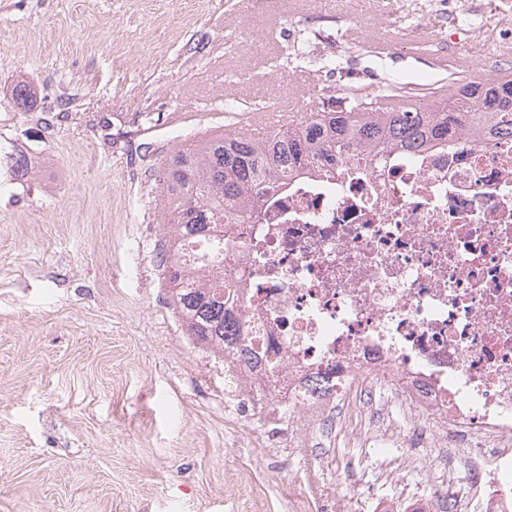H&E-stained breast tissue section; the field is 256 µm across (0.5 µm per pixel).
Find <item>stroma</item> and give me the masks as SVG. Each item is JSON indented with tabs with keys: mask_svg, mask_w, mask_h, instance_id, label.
<instances>
[{
	"mask_svg": "<svg viewBox=\"0 0 512 512\" xmlns=\"http://www.w3.org/2000/svg\"><path fill=\"white\" fill-rule=\"evenodd\" d=\"M438 2L0 0V512H371L430 486L424 469L382 477L376 449L340 437L313 468L278 426L237 416L222 359L185 336L132 245L156 221L171 139L223 126L226 105L287 102L305 70L322 87L436 83L401 51L431 28L472 77L494 74L512 0H460L452 16ZM377 34L391 57L369 53Z\"/></svg>",
	"mask_w": 512,
	"mask_h": 512,
	"instance_id": "obj_1",
	"label": "stroma"
}]
</instances>
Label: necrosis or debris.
<instances>
[{
    "mask_svg": "<svg viewBox=\"0 0 512 512\" xmlns=\"http://www.w3.org/2000/svg\"><path fill=\"white\" fill-rule=\"evenodd\" d=\"M241 347L224 353V392L247 415L283 422L336 410L364 418L350 434L387 448L390 409L417 417L407 455L383 473L427 466L440 492L373 512H512V135L394 149L373 164L338 162L290 177L252 224L215 226ZM329 388L319 398L310 377ZM466 471L465 494L452 490Z\"/></svg>",
    "mask_w": 512,
    "mask_h": 512,
    "instance_id": "4bbe7bcc",
    "label": "necrosis or debris"
}]
</instances>
